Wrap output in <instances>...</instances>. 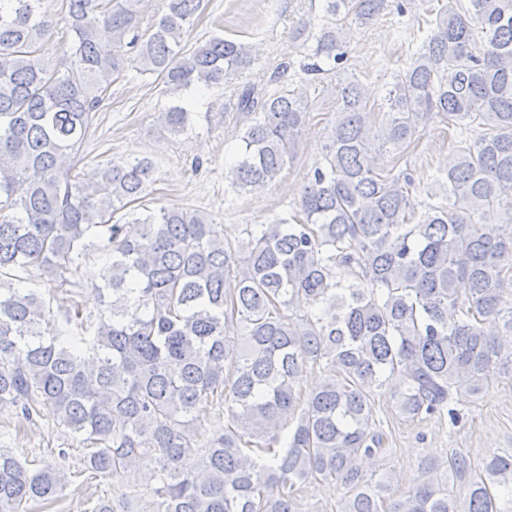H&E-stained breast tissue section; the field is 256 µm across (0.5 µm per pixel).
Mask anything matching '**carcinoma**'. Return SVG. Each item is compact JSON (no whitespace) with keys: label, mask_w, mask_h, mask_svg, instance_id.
Returning <instances> with one entry per match:
<instances>
[{"label":"carcinoma","mask_w":512,"mask_h":512,"mask_svg":"<svg viewBox=\"0 0 512 512\" xmlns=\"http://www.w3.org/2000/svg\"><path fill=\"white\" fill-rule=\"evenodd\" d=\"M43 2L0 0V411L55 420L94 450L71 472L0 448V512L49 504L85 471L128 477L146 453L158 467L134 491L136 512H296V487L313 479L349 488L344 512H512V448L460 496V453L427 463L389 504L388 477L357 466L381 446L373 401L388 384L414 420L453 417L458 392L512 375V0H447L379 122L365 85L342 76L343 44L348 20L367 23L388 0H326L319 33L294 36L315 39L307 73L337 78L326 154L300 215L236 244L197 210L128 209L153 181L149 158L110 159L90 183L72 159L128 58L173 99L162 123L176 136L191 116L180 94L223 86L254 62L252 46L214 35L187 47L204 0H161L147 23L144 0H65L66 58L53 65ZM286 68L224 105L241 124L236 193L295 158L309 105L304 87L278 85ZM433 111L488 132L446 172V202L419 214L411 178L382 165ZM78 260L95 268V319L76 303L56 314L28 286L36 270L63 288ZM311 364L325 378L303 397Z\"/></svg>","instance_id":"carcinoma-1"}]
</instances>
